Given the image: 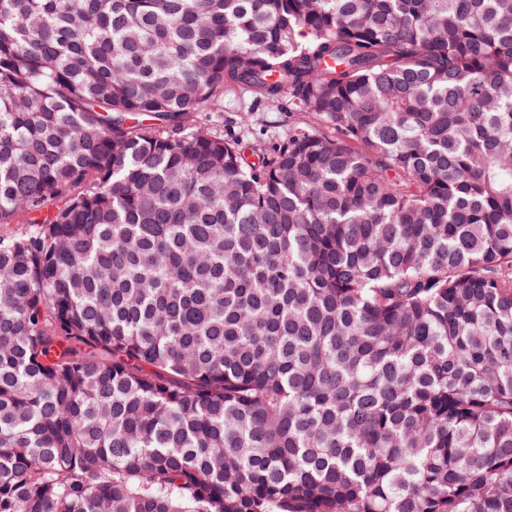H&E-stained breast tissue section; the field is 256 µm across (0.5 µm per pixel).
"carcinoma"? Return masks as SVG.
<instances>
[{
  "mask_svg": "<svg viewBox=\"0 0 512 512\" xmlns=\"http://www.w3.org/2000/svg\"><path fill=\"white\" fill-rule=\"evenodd\" d=\"M9 224L0 512H512V0H0ZM253 100L252 94L244 89L224 90L222 104L224 112H194V124L217 135H227L233 130L239 132L240 115L249 113V122L245 127L243 140L252 145L260 140L266 146H275L288 137V131L294 126L306 127L298 117V112H288V95L284 94L279 102L266 105L257 112H247Z\"/></svg>",
  "mask_w": 512,
  "mask_h": 512,
  "instance_id": "1",
  "label": "carcinoma"
}]
</instances>
